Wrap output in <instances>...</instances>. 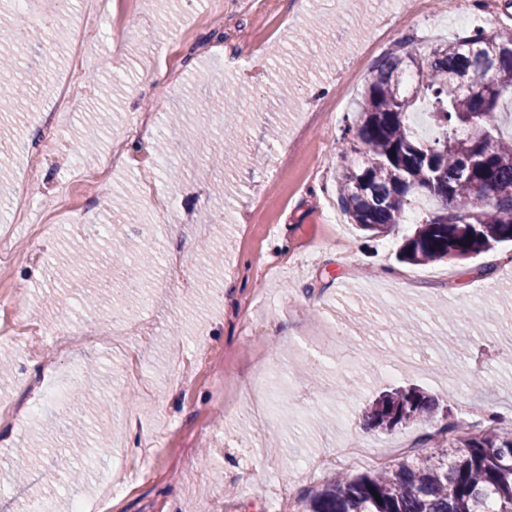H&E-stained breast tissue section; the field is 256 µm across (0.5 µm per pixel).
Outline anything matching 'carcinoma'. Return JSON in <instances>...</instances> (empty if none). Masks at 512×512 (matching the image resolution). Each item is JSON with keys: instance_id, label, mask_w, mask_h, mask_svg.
<instances>
[{"instance_id": "cac0c4a2", "label": "carcinoma", "mask_w": 512, "mask_h": 512, "mask_svg": "<svg viewBox=\"0 0 512 512\" xmlns=\"http://www.w3.org/2000/svg\"><path fill=\"white\" fill-rule=\"evenodd\" d=\"M512 96V29H476L431 45L422 55L404 42L384 54L364 91L338 195L348 223L369 237L398 229L422 197L436 207L404 238L401 260L425 265L487 252L512 242V138L493 124L502 96ZM433 101L438 135L414 132L410 117ZM27 98L0 100L23 112ZM438 400L397 388L363 416L369 430L429 422ZM459 434L430 455L412 449L395 464L331 478L305 498V512H512V428L495 424Z\"/></svg>"}]
</instances>
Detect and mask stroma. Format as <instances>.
Wrapping results in <instances>:
<instances>
[{"label":"stroma","mask_w":512,"mask_h":512,"mask_svg":"<svg viewBox=\"0 0 512 512\" xmlns=\"http://www.w3.org/2000/svg\"><path fill=\"white\" fill-rule=\"evenodd\" d=\"M47 2L52 19L41 40L18 38L12 0H0V48L24 43L29 59L48 66L0 155V226H9L16 252L39 251L41 261L0 266V281L11 295L8 315L42 326L87 321L112 334L65 355L39 336L0 344L10 365L0 399L23 410L0 420V512H24L33 497H56L63 508L92 497L99 475L126 481L116 458H137L146 445L139 480L109 512H289V501L336 473L373 469L384 447H435L438 425L468 406L512 414V245L410 265L396 252L411 225L367 238L324 219L337 202L363 90L345 88L342 75L371 74L378 60L362 51L367 30L394 19L388 47L407 40L423 51L464 34L456 8L424 0L426 24L404 15V0H103L89 28L82 0ZM313 25L318 38H304ZM64 83L79 109L46 129ZM203 91L210 110L187 108ZM253 99L264 102L261 118ZM331 102V123L308 122ZM224 110L247 139L232 144L233 163L218 166L213 145L195 133L219 127ZM146 113L155 119L151 136L128 133ZM173 117L180 174L171 183L152 166ZM122 131L127 166L90 187L75 182L77 167L98 164ZM197 164L209 168L208 180L195 177ZM317 164L325 175L314 180L308 169ZM131 222L157 257L181 247L188 283L151 291L149 307L117 326L105 296L124 262L97 232L119 224L126 238ZM70 249L90 263L68 267ZM480 352L491 360L460 384L454 368ZM46 363L62 364L72 384L134 396L111 400L98 435L108 453L79 483L52 456L26 463L33 444L61 442L55 425L70 414L69 388L43 401ZM268 364L276 371L262 391L278 413L259 426L246 418L250 381ZM411 385L444 396L448 413L386 434L364 428L362 415L381 393ZM348 439L368 445V456L340 457ZM320 456L332 464L315 468ZM15 464L25 467L24 481H15Z\"/></svg>","instance_id":"35a3bbf8"}]
</instances>
